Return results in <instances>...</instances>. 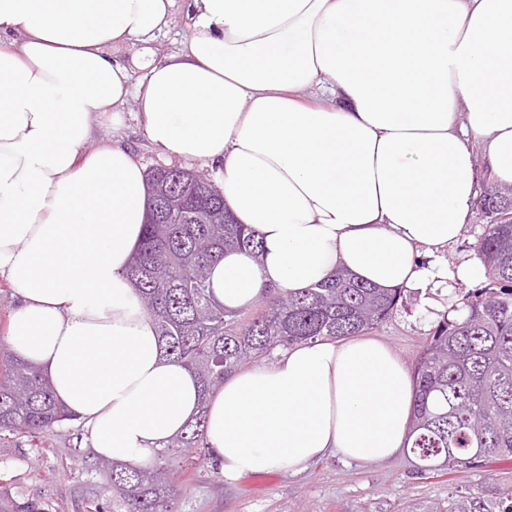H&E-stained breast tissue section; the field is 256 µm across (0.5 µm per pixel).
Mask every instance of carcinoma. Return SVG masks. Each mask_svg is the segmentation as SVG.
Masks as SVG:
<instances>
[{
    "label": "carcinoma",
    "mask_w": 512,
    "mask_h": 512,
    "mask_svg": "<svg viewBox=\"0 0 512 512\" xmlns=\"http://www.w3.org/2000/svg\"><path fill=\"white\" fill-rule=\"evenodd\" d=\"M174 199L150 197L152 223L127 267V277L153 317L168 356L197 376L200 407L184 433L173 437L153 465L130 467L98 458L100 491L124 512H173L177 489L171 459L186 470L205 453L210 394L231 373L275 349L318 338L362 333L389 319L399 298L352 281L338 270L300 293L265 295L260 310L243 317L215 303L211 266L224 249L255 252L260 242L224 209L213 183L192 182L194 172L164 168ZM477 208L490 218L477 244L487 284L464 297L460 315L435 330L412 367L416 399L410 448L422 461L472 464L512 457V186L485 187ZM72 419L36 367L0 351V433L41 438ZM0 512H45L37 495L17 500L0 491ZM409 512H512V498L455 495Z\"/></svg>",
    "instance_id": "obj_1"
}]
</instances>
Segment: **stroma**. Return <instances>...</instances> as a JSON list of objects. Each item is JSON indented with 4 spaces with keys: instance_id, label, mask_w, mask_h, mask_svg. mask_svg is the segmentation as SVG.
Segmentation results:
<instances>
[{
    "instance_id": "1",
    "label": "stroma",
    "mask_w": 512,
    "mask_h": 512,
    "mask_svg": "<svg viewBox=\"0 0 512 512\" xmlns=\"http://www.w3.org/2000/svg\"><path fill=\"white\" fill-rule=\"evenodd\" d=\"M186 11V0H177L169 27L152 44L158 58L178 53L190 38ZM108 140L129 149L145 169L169 163L149 144L135 104L124 107L119 123L94 121L90 147ZM443 320V313L409 294L374 333L410 363ZM85 434L84 423L75 420L43 440L20 438L0 446V483L17 499L37 491L46 512H85L94 500L102 512H116L111 499L98 496L100 476L89 461L94 451ZM421 465L407 450L392 461L366 466L336 457L299 476L275 471L230 485L207 458L188 472L172 467L169 476L179 490L176 512H402L412 503L445 502L460 491L486 497L512 491V457L426 472Z\"/></svg>"
}]
</instances>
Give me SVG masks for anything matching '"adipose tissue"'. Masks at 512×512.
<instances>
[{"label":"adipose tissue","mask_w":512,"mask_h":512,"mask_svg":"<svg viewBox=\"0 0 512 512\" xmlns=\"http://www.w3.org/2000/svg\"><path fill=\"white\" fill-rule=\"evenodd\" d=\"M176 0H0V279L19 298L15 358L44 369L93 449L145 466L196 414L126 276L146 220L143 167L87 147L135 102L163 156L219 169L228 212L261 243L211 268L230 310L346 269L390 291L474 285L446 254L480 170L512 185V0H190L192 35L150 46ZM141 43L133 65L113 47ZM145 76L132 84L130 68ZM407 363L364 334L299 342L211 394L224 480L408 444Z\"/></svg>","instance_id":"1"}]
</instances>
